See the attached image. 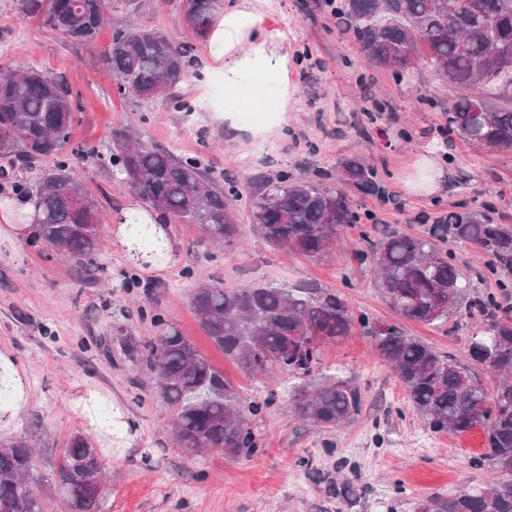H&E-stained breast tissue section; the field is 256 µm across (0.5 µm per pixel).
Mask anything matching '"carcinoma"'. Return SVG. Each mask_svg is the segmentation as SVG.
Instances as JSON below:
<instances>
[{
	"label": "carcinoma",
	"mask_w": 512,
	"mask_h": 512,
	"mask_svg": "<svg viewBox=\"0 0 512 512\" xmlns=\"http://www.w3.org/2000/svg\"><path fill=\"white\" fill-rule=\"evenodd\" d=\"M221 0H187L186 25L207 36ZM18 10L44 27L82 43L95 40L106 18L104 0H18ZM342 32L356 40L374 64L390 67L399 80L412 77L425 60L459 95L448 105V131L472 145L512 150V0H342L336 10ZM189 49L148 28L118 30L104 58L119 92L156 100L189 76ZM74 121L73 96L62 82L28 68L0 73V180L34 207L33 237L83 263L97 251L96 204L74 167L65 160L32 186L12 180L68 149ZM101 163L146 204L211 239L232 243L239 234L231 182L220 184L194 157L133 143L122 130ZM330 175L297 179L284 172L265 184L254 201L252 221L262 237L287 253L321 256L340 229L357 220ZM336 182L369 192L374 171L359 158L339 163ZM469 246L486 258V271L512 283V225L497 224L480 207L461 203L425 235L393 231L359 254L378 270L391 307L406 319L444 324L468 306L472 326L468 352L494 381L493 392L454 355L405 335L394 325L354 317L336 291L203 283L192 296L194 314L212 342L250 374L280 367L306 380L289 398L293 415L321 429L349 422L360 412L362 393L339 374L311 376L323 345L359 328L383 363L403 384L424 424L434 433L485 429L488 457L498 475L485 484L434 496L419 512H512V307L495 295L470 297L471 273L454 263L439 243ZM157 336L144 344H122L124 357L158 380L162 401L173 410L174 433L189 453L220 449L226 454L261 448L246 414L257 416L270 402L243 410L239 395L174 326L157 315ZM321 340L309 345L307 330ZM98 456L91 440L73 436L58 460V479L68 512H108L103 473L90 477L87 459ZM33 448L25 442L0 446V512H44L46 491L33 477Z\"/></svg>",
	"instance_id": "cac0c4a2"
}]
</instances>
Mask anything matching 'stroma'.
Wrapping results in <instances>:
<instances>
[{
	"label": "stroma",
	"instance_id": "stroma-1",
	"mask_svg": "<svg viewBox=\"0 0 512 512\" xmlns=\"http://www.w3.org/2000/svg\"><path fill=\"white\" fill-rule=\"evenodd\" d=\"M182 0H105L109 22L85 45L0 0V70L29 67L73 92L72 145L108 153L114 132L135 125L145 147L197 157L215 177L235 178L239 240H213L173 224L175 263L160 273L131 264L112 244L110 226L138 200L96 161L83 164L84 184L97 202L101 241L82 265L32 236L0 238V350H8L28 402L0 430V443L37 446L35 471L52 485L56 462L76 434L92 439L107 472L110 512H418L428 498L484 484L492 463L474 466L486 451L485 431L436 434L425 427L399 380L370 339L353 331L324 346L316 366L339 373L362 392L358 415L323 431L285 411L295 379L278 368L250 376L224 356L195 318L197 275L227 288L267 283L286 288L318 284L344 297L354 314L393 324L468 362L471 319L457 313L440 327L400 318L379 288L374 267L357 258L368 240L396 230L426 234L455 205L488 204L494 221L512 225V151L476 149L449 133L444 109L458 91L426 65L410 80L367 64L361 47L336 26L331 0H273L263 25L286 34L294 62L290 111L246 123L243 113L269 101L265 83L243 79L240 111L224 110V61L182 20ZM149 27L189 46L187 79L169 98L142 102L122 96L102 60L115 30ZM352 155L374 171L378 192L347 189L358 223L341 228L332 249L311 260L272 247L252 222V201L278 173L311 176L335 171ZM442 172L432 194L410 192L422 157ZM194 277H186V267ZM180 329L237 390L242 404L267 401L250 423L260 451L235 458L213 451L188 454L171 433L172 412L152 375L124 360L122 339L155 336L153 315ZM100 409H117L134 431L131 447L116 448L85 419L88 391Z\"/></svg>",
	"mask_w": 512,
	"mask_h": 512
}]
</instances>
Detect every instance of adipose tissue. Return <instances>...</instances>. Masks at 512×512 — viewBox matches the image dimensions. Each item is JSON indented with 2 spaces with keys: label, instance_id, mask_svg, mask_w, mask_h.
<instances>
[{
  "label": "adipose tissue",
  "instance_id": "obj_1",
  "mask_svg": "<svg viewBox=\"0 0 512 512\" xmlns=\"http://www.w3.org/2000/svg\"><path fill=\"white\" fill-rule=\"evenodd\" d=\"M208 39L224 54V109L237 111L241 81L250 77L273 84L274 99L263 104L266 112H285L295 88L290 79L293 61L283 44L286 36L267 30L252 0H237L218 14ZM114 242L129 260L148 272L165 270L175 256L176 241L169 225L148 209L133 206L118 216L112 229Z\"/></svg>",
  "mask_w": 512,
  "mask_h": 512
}]
</instances>
